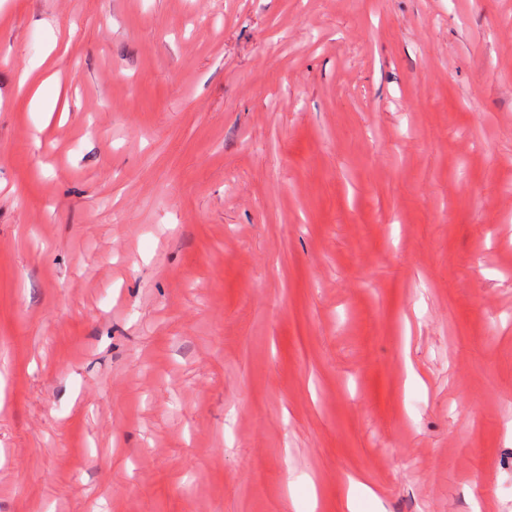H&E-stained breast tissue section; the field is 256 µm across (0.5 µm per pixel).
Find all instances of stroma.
Wrapping results in <instances>:
<instances>
[{
    "instance_id": "stroma-1",
    "label": "stroma",
    "mask_w": 512,
    "mask_h": 512,
    "mask_svg": "<svg viewBox=\"0 0 512 512\" xmlns=\"http://www.w3.org/2000/svg\"><path fill=\"white\" fill-rule=\"evenodd\" d=\"M351 475L512 512V0H0V512Z\"/></svg>"
}]
</instances>
